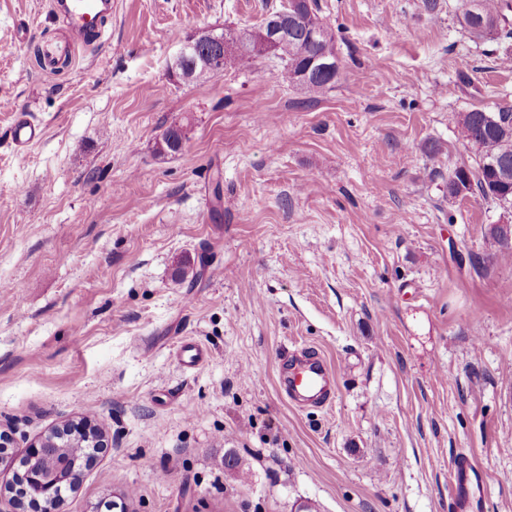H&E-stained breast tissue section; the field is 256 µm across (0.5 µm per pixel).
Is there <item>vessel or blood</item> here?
<instances>
[{
	"instance_id": "b4317fda",
	"label": "vessel or blood",
	"mask_w": 512,
	"mask_h": 512,
	"mask_svg": "<svg viewBox=\"0 0 512 512\" xmlns=\"http://www.w3.org/2000/svg\"><path fill=\"white\" fill-rule=\"evenodd\" d=\"M53 11L70 34L67 41L48 39L40 47V59L46 71L70 66L75 47L96 42L112 15V0H55ZM42 137V129L27 115H19L12 126V140L18 151H25ZM179 361L197 368L209 359L208 352L194 340L184 341L178 351ZM282 393L293 405L323 407L335 397V372L322 357L301 349L299 356L287 362L282 372ZM497 479L495 472L480 469L468 457L454 466L452 493L457 512H472L473 491L488 488Z\"/></svg>"
}]
</instances>
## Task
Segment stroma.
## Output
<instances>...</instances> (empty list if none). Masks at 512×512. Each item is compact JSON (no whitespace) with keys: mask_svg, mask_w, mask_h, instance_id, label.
Returning a JSON list of instances; mask_svg holds the SVG:
<instances>
[{"mask_svg":"<svg viewBox=\"0 0 512 512\" xmlns=\"http://www.w3.org/2000/svg\"><path fill=\"white\" fill-rule=\"evenodd\" d=\"M282 2L112 0L47 76L51 0H0V429L20 455L104 428L59 512H455L462 453L507 477L479 512H512V260L489 234L512 209L445 188L476 157L454 116L512 105V38H471L464 0H310L340 59L320 98L270 54L171 77L196 31ZM20 113L44 130L22 159ZM176 123L183 150L158 153ZM299 346L335 370L331 407L281 394ZM177 357L187 368H198L208 361L209 354L197 341L186 340L180 345Z\"/></svg>","mask_w":512,"mask_h":512,"instance_id":"obj_1","label":"stroma"}]
</instances>
